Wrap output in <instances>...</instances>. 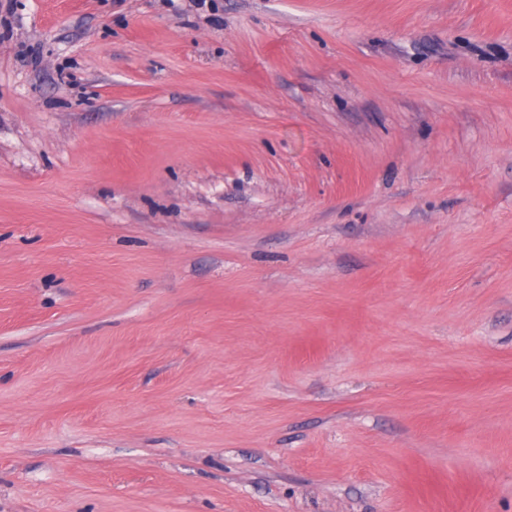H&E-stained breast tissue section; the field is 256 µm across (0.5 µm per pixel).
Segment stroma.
Returning a JSON list of instances; mask_svg holds the SVG:
<instances>
[{
    "instance_id": "stroma-1",
    "label": "stroma",
    "mask_w": 512,
    "mask_h": 512,
    "mask_svg": "<svg viewBox=\"0 0 512 512\" xmlns=\"http://www.w3.org/2000/svg\"><path fill=\"white\" fill-rule=\"evenodd\" d=\"M0 512H512V0H0Z\"/></svg>"
}]
</instances>
